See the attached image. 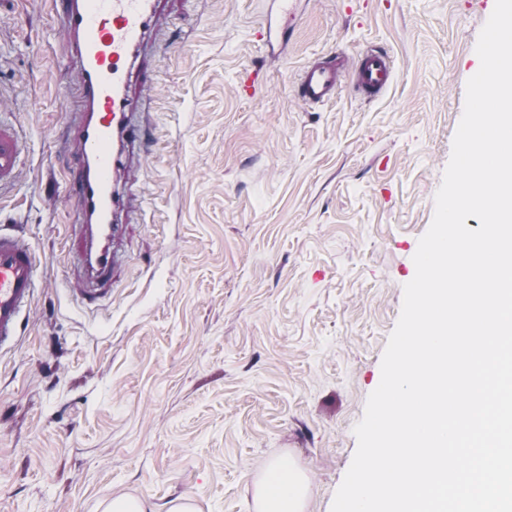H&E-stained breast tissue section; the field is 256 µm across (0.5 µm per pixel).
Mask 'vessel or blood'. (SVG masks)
I'll return each mask as SVG.
<instances>
[{
	"mask_svg": "<svg viewBox=\"0 0 512 512\" xmlns=\"http://www.w3.org/2000/svg\"><path fill=\"white\" fill-rule=\"evenodd\" d=\"M166 0H58L56 11L69 56L79 75L83 110L67 129L69 172L80 201L82 228L72 241L84 270L75 301L93 303L110 291L117 269V245L126 233L131 197L126 191L139 134L131 118L137 90L149 87L143 51L164 17ZM267 57L283 37L271 15L258 22ZM391 56L368 49L351 58L321 54L301 70L295 85L306 106L335 99L344 84L375 100L391 87ZM26 134L0 115V187L18 175ZM39 282L37 257L20 236L0 233V348L13 344Z\"/></svg>",
	"mask_w": 512,
	"mask_h": 512,
	"instance_id": "1",
	"label": "vessel or blood"
}]
</instances>
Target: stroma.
I'll return each instance as SVG.
<instances>
[{
  "label": "stroma",
  "instance_id": "35a3bbf8",
  "mask_svg": "<svg viewBox=\"0 0 512 512\" xmlns=\"http://www.w3.org/2000/svg\"><path fill=\"white\" fill-rule=\"evenodd\" d=\"M495 0H300L281 61L260 0H170L134 121L135 204L109 296L76 304L79 231L64 131L79 110L52 0H0V110L28 136L0 228L39 286L0 352V512H108L113 498L256 512L270 467L331 512L353 429L435 213ZM390 52L368 102L293 90L321 53ZM258 71L251 93L235 86ZM258 33L260 41L266 49V56L269 58H278L279 55L274 51V42H278L283 37V30L277 29L272 23V15L265 13L258 22Z\"/></svg>",
  "mask_w": 512,
  "mask_h": 512
}]
</instances>
